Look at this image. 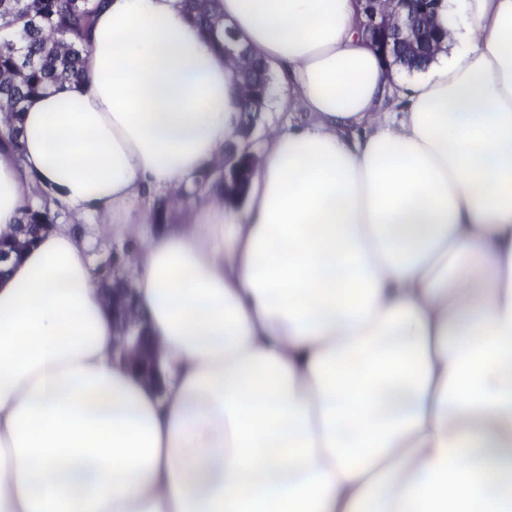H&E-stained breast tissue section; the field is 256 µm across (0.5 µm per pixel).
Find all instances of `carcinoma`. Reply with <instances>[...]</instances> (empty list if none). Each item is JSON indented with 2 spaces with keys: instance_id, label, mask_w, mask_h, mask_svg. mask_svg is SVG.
I'll return each mask as SVG.
<instances>
[{
  "instance_id": "cac0c4a2",
  "label": "carcinoma",
  "mask_w": 512,
  "mask_h": 512,
  "mask_svg": "<svg viewBox=\"0 0 512 512\" xmlns=\"http://www.w3.org/2000/svg\"><path fill=\"white\" fill-rule=\"evenodd\" d=\"M188 17L211 40L224 22L220 0H182ZM100 0H0V132L20 147L18 123L25 105L34 97L77 75L89 51L88 33ZM420 37L415 42L392 48L389 64L409 73L423 70L440 50L446 33L435 27L432 11L419 20ZM236 76L245 87L235 132L241 134L257 126L268 100L271 75L267 67L251 58L233 63ZM223 167H208L195 179V190L216 186L224 204L236 206L241 199L224 191ZM60 211L50 208L43 191L23 208L20 223L55 224ZM131 246L113 251L95 266L98 279L112 284V269H127Z\"/></svg>"
}]
</instances>
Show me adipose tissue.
I'll return each mask as SVG.
<instances>
[{
	"label": "adipose tissue",
	"mask_w": 512,
	"mask_h": 512,
	"mask_svg": "<svg viewBox=\"0 0 512 512\" xmlns=\"http://www.w3.org/2000/svg\"><path fill=\"white\" fill-rule=\"evenodd\" d=\"M464 6L403 83L358 0H222L310 121L244 209L146 235L240 89L180 0H103L81 76L0 141V233L36 188L72 213L0 278V512H512V0ZM96 230L135 245L161 387L115 355Z\"/></svg>",
	"instance_id": "ef3b65f1"
}]
</instances>
